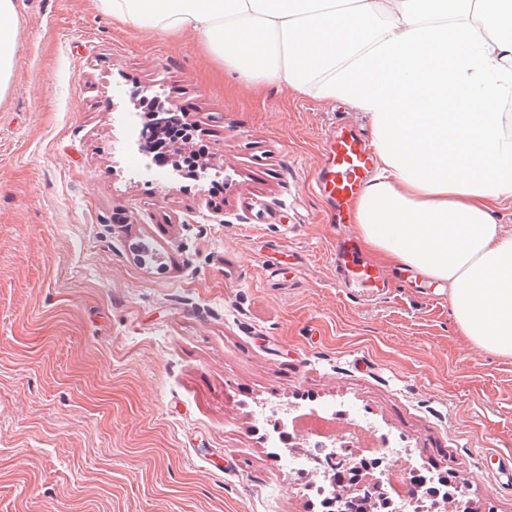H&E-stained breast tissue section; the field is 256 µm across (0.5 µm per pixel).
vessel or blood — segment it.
Masks as SVG:
<instances>
[{
    "instance_id": "b4317fda",
    "label": "vessel or blood",
    "mask_w": 512,
    "mask_h": 512,
    "mask_svg": "<svg viewBox=\"0 0 512 512\" xmlns=\"http://www.w3.org/2000/svg\"><path fill=\"white\" fill-rule=\"evenodd\" d=\"M373 168V155L360 137L342 131L329 135L315 187L319 194L333 202L338 223L351 221L352 203ZM336 274L343 282L355 283L369 295L377 294L387 286L381 270L361 261L348 239L336 245Z\"/></svg>"
}]
</instances>
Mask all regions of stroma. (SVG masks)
<instances>
[{"label":"stroma","mask_w":512,"mask_h":512,"mask_svg":"<svg viewBox=\"0 0 512 512\" xmlns=\"http://www.w3.org/2000/svg\"><path fill=\"white\" fill-rule=\"evenodd\" d=\"M0 98V512H329L272 444L284 412L370 423L471 512H512V358L391 264L336 281L311 184L350 106L257 94L197 34L119 29L99 0H18ZM210 172L144 169L142 98ZM148 248L137 262L130 244ZM169 113L176 112L173 109H168ZM169 120L164 127H159V134L158 138L156 136L154 141V146H157L159 144H171L173 142H176L178 140L184 141L189 135L187 132V123L184 122L182 115L171 113L170 117L167 118Z\"/></svg>","instance_id":"stroma-1"}]
</instances>
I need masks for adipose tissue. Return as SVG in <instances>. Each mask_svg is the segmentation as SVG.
Returning a JSON list of instances; mask_svg holds the SVG:
<instances>
[{"label":"adipose tissue","mask_w":512,"mask_h":512,"mask_svg":"<svg viewBox=\"0 0 512 512\" xmlns=\"http://www.w3.org/2000/svg\"><path fill=\"white\" fill-rule=\"evenodd\" d=\"M121 26L192 31L256 88L367 116L377 171L355 203L362 242L447 288L480 349L512 357V0H99ZM18 0H0V97Z\"/></svg>","instance_id":"1"}]
</instances>
